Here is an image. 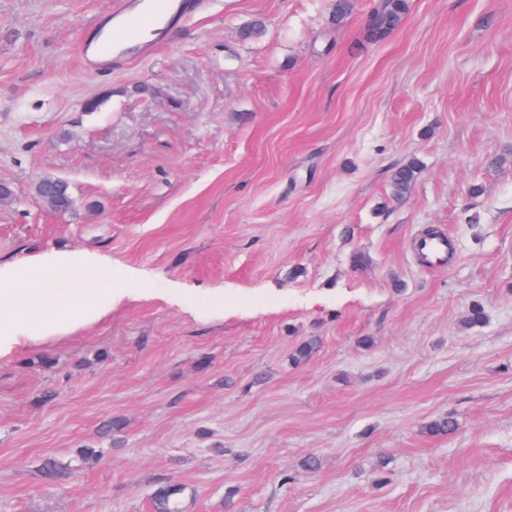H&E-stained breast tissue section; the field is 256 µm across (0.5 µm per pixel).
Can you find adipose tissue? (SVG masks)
<instances>
[{
    "label": "adipose tissue",
    "mask_w": 512,
    "mask_h": 512,
    "mask_svg": "<svg viewBox=\"0 0 512 512\" xmlns=\"http://www.w3.org/2000/svg\"><path fill=\"white\" fill-rule=\"evenodd\" d=\"M121 294L111 259L90 249H53L0 264V358L101 320Z\"/></svg>",
    "instance_id": "adipose-tissue-1"
}]
</instances>
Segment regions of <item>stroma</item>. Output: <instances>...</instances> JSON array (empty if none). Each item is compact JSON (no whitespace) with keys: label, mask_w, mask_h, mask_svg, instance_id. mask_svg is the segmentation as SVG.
<instances>
[{"label":"stroma","mask_w":512,"mask_h":512,"mask_svg":"<svg viewBox=\"0 0 512 512\" xmlns=\"http://www.w3.org/2000/svg\"><path fill=\"white\" fill-rule=\"evenodd\" d=\"M334 2L211 0L92 71L109 0H0V263L87 248L137 287L0 360V512H153L162 485L181 512H512V0H407L376 44L372 0ZM429 227L451 264L419 260ZM419 173L420 164L415 159L396 168L391 179V196L396 200L404 198L411 190Z\"/></svg>","instance_id":"35a3bbf8"}]
</instances>
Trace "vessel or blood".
I'll list each match as a JSON object with an SVG mask.
<instances>
[{"mask_svg":"<svg viewBox=\"0 0 512 512\" xmlns=\"http://www.w3.org/2000/svg\"><path fill=\"white\" fill-rule=\"evenodd\" d=\"M198 11L196 0H142L138 13L128 14L124 0H113L109 10L94 26L93 50L107 60L127 57L146 34L172 23L190 24Z\"/></svg>","mask_w":512,"mask_h":512,"instance_id":"b4317fda","label":"vessel or blood"}]
</instances>
